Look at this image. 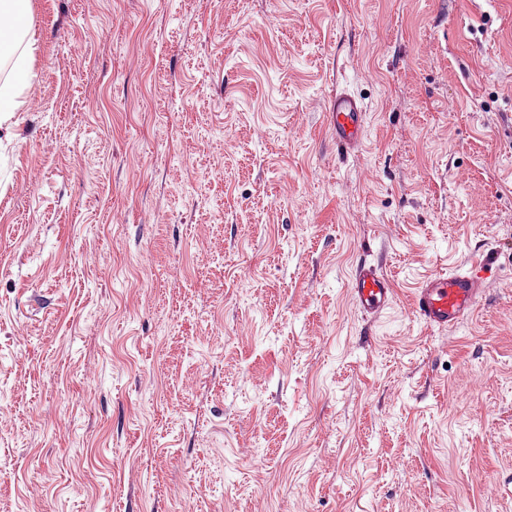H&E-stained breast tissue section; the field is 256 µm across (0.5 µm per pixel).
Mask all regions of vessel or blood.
I'll use <instances>...</instances> for the list:
<instances>
[{
  "label": "vessel or blood",
  "mask_w": 512,
  "mask_h": 512,
  "mask_svg": "<svg viewBox=\"0 0 512 512\" xmlns=\"http://www.w3.org/2000/svg\"><path fill=\"white\" fill-rule=\"evenodd\" d=\"M364 105L354 96L341 93L330 102L331 130L336 143L345 150L364 138ZM359 310L377 318L391 304L394 284L379 264L359 262L351 282ZM487 281L476 266L439 272L421 282L413 294V314L429 327H452L462 323L480 304Z\"/></svg>",
  "instance_id": "1"
}]
</instances>
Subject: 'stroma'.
I'll return each mask as SVG.
<instances>
[{
    "mask_svg": "<svg viewBox=\"0 0 512 512\" xmlns=\"http://www.w3.org/2000/svg\"><path fill=\"white\" fill-rule=\"evenodd\" d=\"M29 7L0 512H512V0ZM480 255L472 315L419 323ZM364 259L395 284L372 324ZM331 130L336 144L348 151L356 147L364 138V105L354 96L341 93L329 105ZM487 285L476 263L436 273L415 289L413 314L428 327L456 326L480 304Z\"/></svg>",
    "mask_w": 512,
    "mask_h": 512,
    "instance_id": "35a3bbf8",
    "label": "stroma"
}]
</instances>
